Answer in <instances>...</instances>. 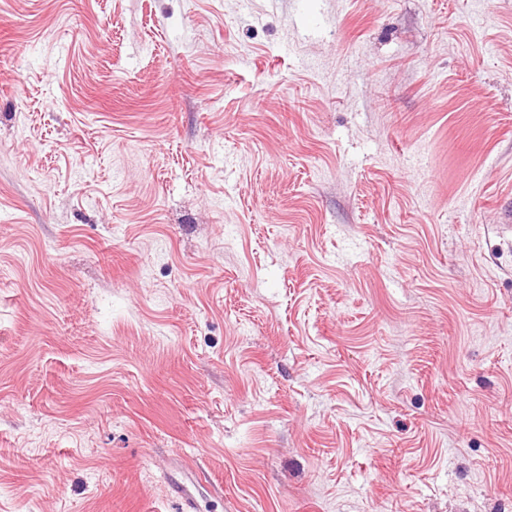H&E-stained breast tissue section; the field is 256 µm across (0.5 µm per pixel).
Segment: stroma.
<instances>
[{
    "label": "stroma",
    "mask_w": 512,
    "mask_h": 512,
    "mask_svg": "<svg viewBox=\"0 0 512 512\" xmlns=\"http://www.w3.org/2000/svg\"><path fill=\"white\" fill-rule=\"evenodd\" d=\"M512 0H0V512H512Z\"/></svg>",
    "instance_id": "stroma-1"
}]
</instances>
